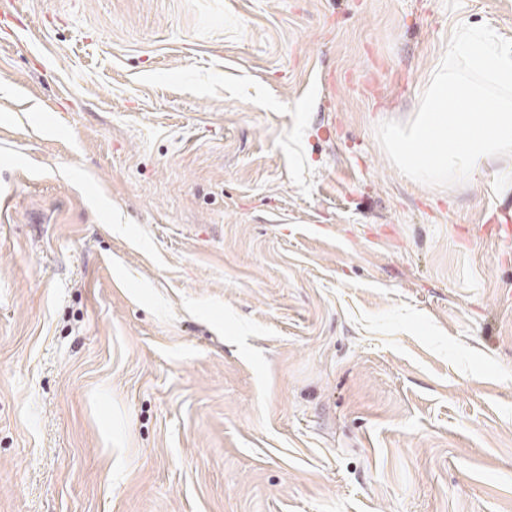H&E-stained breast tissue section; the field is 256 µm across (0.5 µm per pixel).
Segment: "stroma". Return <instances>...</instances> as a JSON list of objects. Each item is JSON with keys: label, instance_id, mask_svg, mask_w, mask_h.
<instances>
[{"label": "stroma", "instance_id": "35a3bbf8", "mask_svg": "<svg viewBox=\"0 0 512 512\" xmlns=\"http://www.w3.org/2000/svg\"><path fill=\"white\" fill-rule=\"evenodd\" d=\"M512 0H0V512H512V156L399 172Z\"/></svg>", "mask_w": 512, "mask_h": 512}]
</instances>
